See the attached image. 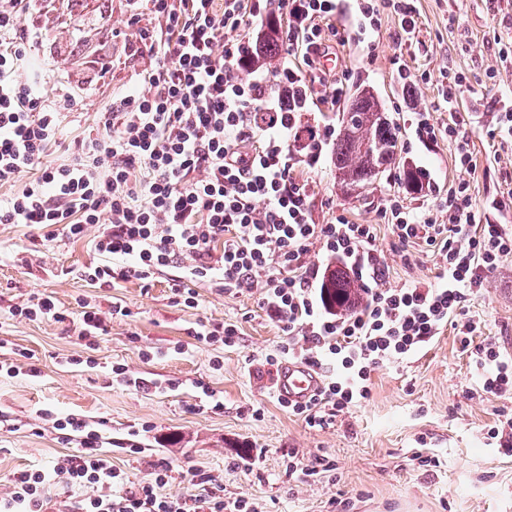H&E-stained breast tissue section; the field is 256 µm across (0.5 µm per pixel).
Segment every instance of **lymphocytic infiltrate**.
<instances>
[{
	"label": "lymphocytic infiltrate",
	"mask_w": 512,
	"mask_h": 512,
	"mask_svg": "<svg viewBox=\"0 0 512 512\" xmlns=\"http://www.w3.org/2000/svg\"><path fill=\"white\" fill-rule=\"evenodd\" d=\"M354 2L358 39L378 29L384 6L398 16L402 37L415 34L413 0ZM130 9L131 19L146 10L158 23L133 42L153 58L145 86L113 98L93 132L66 143L60 132L75 97L49 96L43 76L20 75L39 37L20 33L17 20L36 13V0H0V187L13 189L0 197V224L36 228L48 240H79L96 226L93 245L104 261L84 276L100 285L133 278L148 288L158 272L175 267L174 300L189 308L198 305L201 280L230 295L258 292L288 337L280 358L333 368L308 401H279L312 428L367 399L376 368L403 363L448 326L480 392L512 393V357L480 339L465 313L469 297L512 255V235L482 220L468 182L430 206L410 207L392 194L379 211L402 246L432 247L439 272L427 286H388L375 225L311 217L304 172L316 167L334 131L302 114L313 100L309 73L337 32L328 19L340 0H130ZM265 25L279 28L282 61L271 71L243 72L247 34ZM295 55L303 67L290 65ZM24 172L32 180L14 190ZM316 245L362 284L359 310L340 314L325 304L319 271L306 262ZM129 314L119 301L106 315L87 305L73 323L44 293L11 312L73 323L91 348L107 335L108 318ZM53 428L62 441H78L77 452L15 472L0 512H259L250 497L225 496L222 477L201 469L191 470L189 491L169 492L172 467L163 459L149 479L132 480L113 468L100 429L83 415L55 419ZM60 485L70 491L62 502L53 494Z\"/></svg>",
	"instance_id": "lymphocytic-infiltrate-1"
}]
</instances>
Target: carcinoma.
<instances>
[{
    "mask_svg": "<svg viewBox=\"0 0 512 512\" xmlns=\"http://www.w3.org/2000/svg\"><path fill=\"white\" fill-rule=\"evenodd\" d=\"M279 54V35L274 28L261 32L247 67L272 69ZM350 110L360 116L372 146L363 148L360 138L343 126L333 150L336 177L350 195L358 188L368 189L381 179L396 160L397 132L393 123L378 115L381 107L374 95L367 91L353 97ZM320 288L327 304L334 310L349 311L359 298L360 285L344 270H330L324 274Z\"/></svg>",
    "mask_w": 512,
    "mask_h": 512,
    "instance_id": "1",
    "label": "carcinoma"
}]
</instances>
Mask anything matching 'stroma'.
Masks as SVG:
<instances>
[{"label":"stroma","mask_w":512,"mask_h":512,"mask_svg":"<svg viewBox=\"0 0 512 512\" xmlns=\"http://www.w3.org/2000/svg\"><path fill=\"white\" fill-rule=\"evenodd\" d=\"M66 4L39 0L33 20L46 42L24 71L45 73L50 93L75 95L78 104L64 121L70 139L95 127L113 97L140 86L151 59L130 52L129 37L156 21L145 12L132 27L127 0H84V20L76 27ZM416 6L411 41H398L399 20L385 11L374 49L353 39L329 48L333 74L347 78L353 90L370 86L382 111L399 125L395 167L357 198L338 190L331 150H324L311 174L314 222L343 214L357 224L377 225L376 245L394 286L430 284L437 273L429 246L420 241L402 251L378 215L393 193L409 206L421 203L422 193L403 184L407 166L428 171L433 187L443 191L469 181L480 203L512 191V146L489 135L501 97L512 96V62L500 61L492 39L497 33L512 42V0H417ZM33 20L24 16L20 24ZM397 59L413 74L429 71L430 83H399L392 75ZM446 66L469 82L451 111L437 90ZM492 68L498 75L491 80ZM421 108L440 126L458 117L469 120L471 170L456 166L455 142L418 140L406 119ZM100 261L90 239L48 241L27 226L0 224V318H10V309L40 293L74 314L82 299L105 311L118 298L131 311L112 319L108 335L98 341L93 368L66 364V357L84 354L85 348L62 325L17 318L0 332V338L33 354L39 369L34 377L0 376V495L9 492L13 471L48 466L74 453L76 443H61L52 421L77 413L103 421L104 448L113 466L131 478H145L153 461L166 458L173 469L172 492L186 490L187 471L200 468L223 475L225 496L254 498L262 512H333L330 500L340 496L350 500V512H512V453L487 437L499 413L512 415V398L476 396L477 379L452 327L412 360L375 370L367 400L338 413L328 427L311 428L276 401L277 375L266 372V359L286 335L257 296L229 295L201 282L198 305L188 308L172 298L176 269L157 274L149 289L135 279L102 287L82 276ZM465 311L480 323L484 338L512 356V256L489 275L486 290L473 296ZM201 321L236 324V345L197 341L190 330ZM146 350L153 359L144 360ZM119 366L124 376L158 381L160 390L126 386L124 376L115 373ZM252 367L263 369V377L249 375ZM204 385L222 409L200 401ZM292 452L308 461H334L335 483L289 478ZM418 452L437 457L439 467L418 468Z\"/></svg>","instance_id":"stroma-1"}]
</instances>
